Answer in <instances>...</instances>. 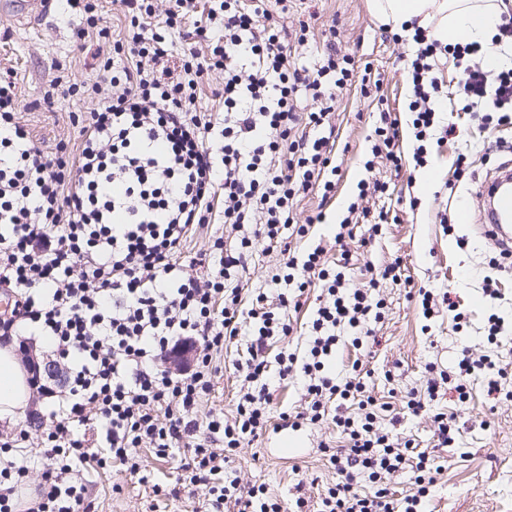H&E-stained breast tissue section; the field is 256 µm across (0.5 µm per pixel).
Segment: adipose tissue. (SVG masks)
I'll list each match as a JSON object with an SVG mask.
<instances>
[{"mask_svg": "<svg viewBox=\"0 0 512 512\" xmlns=\"http://www.w3.org/2000/svg\"><path fill=\"white\" fill-rule=\"evenodd\" d=\"M371 12L394 30L418 23L441 42L486 43L507 6L502 0H369ZM29 401L27 373L12 346L0 347V421L23 422Z\"/></svg>", "mask_w": 512, "mask_h": 512, "instance_id": "ef3b65f1", "label": "adipose tissue"}]
</instances>
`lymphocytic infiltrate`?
Returning <instances> with one entry per match:
<instances>
[{"label": "lymphocytic infiltrate", "mask_w": 512, "mask_h": 512, "mask_svg": "<svg viewBox=\"0 0 512 512\" xmlns=\"http://www.w3.org/2000/svg\"><path fill=\"white\" fill-rule=\"evenodd\" d=\"M68 2L86 13L98 39L97 81L68 87L101 100L75 118L78 148L34 140L20 117L15 76L0 72V288L14 297L12 309L0 311V339L47 337L68 369L67 390L49 413L52 430L34 444L23 432L0 439V512L20 505L17 494L29 479L24 455L48 461L28 512H82L86 473L111 461L139 473L145 443L160 458L180 446L190 453L170 495L205 485L214 512H306L301 496L285 500L262 485L244 490L233 479L211 483L266 430L272 397L265 382L273 374L282 381L302 377L300 419H332L343 436L342 447L324 450L336 481L322 494L320 512H422L443 469L439 458L402 436L399 416H388V404L372 396L360 366L341 381L327 372L336 327L368 338L384 319L379 288L401 282V259L353 288L344 272L325 264L323 248L298 257L284 237L286 229L303 237L310 225L324 223L321 213L296 223L295 203L315 186L333 192L336 167L324 130L347 87H372L371 68H357L333 45L313 67L297 66L309 26L289 36L286 0H207L204 8L198 0H120L124 35L113 42L97 0ZM188 25L205 48L189 41ZM413 41L414 53L401 62L412 91L416 165L426 163L435 134L454 132L438 126V55L457 61L465 111L478 113L484 125L512 120V68L488 71L479 63L482 46L444 45L419 27ZM214 73L224 76L220 113L199 108L202 85ZM304 97L311 109L301 107ZM358 189L334 236L347 265L353 257L343 244L351 225L387 221L386 213L362 204L385 193V183L363 179ZM218 220L236 232V247L225 248L218 237L203 257L190 256L192 235ZM260 244L279 249L284 280L296 285L274 304L264 292L248 304L242 297L238 272ZM195 266L203 275H192ZM311 287L320 291L319 305L303 354L268 362L269 340L292 334L288 312L300 310L299 295ZM246 323L253 336L249 387L232 418L213 413L199 424L216 358ZM183 341L196 345L198 358L190 374L174 377L157 360ZM508 373L463 349L457 371L432 375L405 409L427 412L448 384L466 401L478 374L497 392ZM91 431L100 434L99 444L89 443ZM406 468L412 488L394 497L388 481Z\"/></svg>", "instance_id": "obj_1"}]
</instances>
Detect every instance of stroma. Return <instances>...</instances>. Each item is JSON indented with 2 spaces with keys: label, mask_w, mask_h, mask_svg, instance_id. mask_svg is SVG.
Instances as JSON below:
<instances>
[{
  "label": "stroma",
  "mask_w": 512,
  "mask_h": 512,
  "mask_svg": "<svg viewBox=\"0 0 512 512\" xmlns=\"http://www.w3.org/2000/svg\"><path fill=\"white\" fill-rule=\"evenodd\" d=\"M305 21L311 27L302 63L308 65L318 58L323 32L333 26L339 48L352 55L357 64H370L380 79V88L368 98L359 86H352L338 103L332 117L338 165L336 189L326 199L316 190L298 198V222L320 211L326 219L315 225L309 236L294 240V249L302 253L321 245L326 249L328 264H339L340 252L331 240L332 224L340 221L361 179L370 176L387 182V192L370 199L369 205L387 212L388 223L375 236L368 225H356L348 242L355 257L346 271L350 287H364L370 268L398 256L403 260L405 275L415 285L448 295L467 315V323L460 330L444 306L432 319H424L407 298L404 286L386 283L381 293L387 301V312L376 326V344L368 350L356 349L352 344L355 331H341L337 376H344L353 362H362L370 372L368 384L373 396L397 409L408 393H423L431 370L455 372L463 346H471L498 365L512 369V264L490 268L489 261L498 251L480 232L477 199L487 175L504 160L491 148L502 141L512 144V124L477 127L462 112L457 99L459 70L454 59L447 54L439 56L436 75L449 91L442 102L441 119L453 124L455 133L435 148L427 166L434 180L428 191H420L419 171L412 160L416 142L407 112L411 92L398 61L399 55L411 49V39H390L387 27L370 14L367 0H290L289 28H298ZM82 25L81 13L71 10L65 0H51L48 17L36 24L24 25L0 15V71L16 72L22 119L46 146L61 141L79 144V129L72 116L98 106L97 99L90 96L58 95L49 102L43 99L45 88L56 76L77 84L95 81L92 59L78 49L74 38ZM383 110L398 121L403 168L397 173L381 163L370 171L364 168L370 138ZM460 156L466 158L471 173L470 178L461 181L455 178L454 166ZM413 197L418 200L414 207L409 204ZM464 210L471 213L470 223L459 221ZM443 214L453 224V231H445L440 224ZM487 275L496 281L499 300H489L483 293L482 279ZM493 312L502 318L504 331L497 343L490 344L486 341V324ZM246 358L245 343L225 349L214 389L198 409L199 419H206L214 411L234 415L243 387L241 365ZM267 386L275 415L257 441L238 450L224 476L243 487L265 485L271 495L284 499L300 491L310 504H317L320 494L336 481V472L323 448L340 445V431L329 420L316 425L304 422L289 429L287 439L294 445L283 448L278 414L303 410L302 385L296 379L283 382L272 377ZM54 404V399L31 393L24 425L0 422V436L23 430L31 441H39L52 427L48 414ZM432 409L454 415L459 433L452 446L440 451L445 469L425 505L427 512H512V401H494L482 380L477 379L470 385L466 403H457L455 395L448 393L438 397ZM139 454L141 475H147V482H140V475H132L118 465L89 475L90 512H206L207 487L182 491L176 498L153 491L154 486L174 484L188 460L187 452L176 449L168 457L159 458L145 444Z\"/></svg>",
  "instance_id": "obj_1"
}]
</instances>
